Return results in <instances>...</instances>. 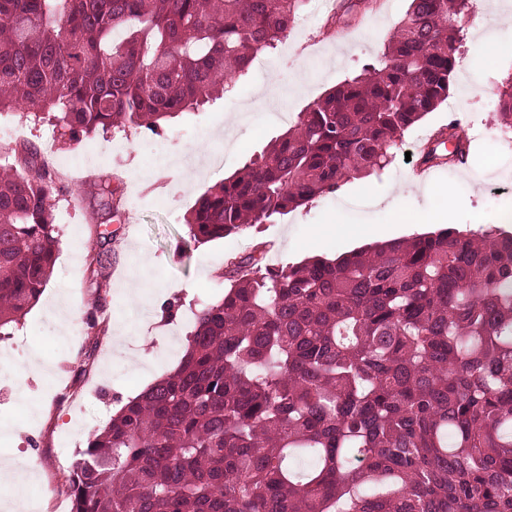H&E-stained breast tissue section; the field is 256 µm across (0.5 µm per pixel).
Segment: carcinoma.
<instances>
[{
  "label": "carcinoma",
  "instance_id": "cac0c4a2",
  "mask_svg": "<svg viewBox=\"0 0 512 512\" xmlns=\"http://www.w3.org/2000/svg\"><path fill=\"white\" fill-rule=\"evenodd\" d=\"M455 0H410L379 60L344 78L186 219L235 236L384 169L448 101ZM307 0H0V112L71 139L144 127L231 92ZM371 0H337L346 27ZM116 31L124 38H113ZM512 130V85L498 101ZM452 121L423 157L470 143ZM0 337L45 290L57 186L39 148L0 153ZM98 237L90 275L112 257ZM177 367L72 458L71 512H512V232L449 227L335 259L226 260Z\"/></svg>",
  "mask_w": 512,
  "mask_h": 512
}]
</instances>
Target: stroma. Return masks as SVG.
Here are the masks:
<instances>
[{
	"instance_id": "35a3bbf8",
	"label": "stroma",
	"mask_w": 512,
	"mask_h": 512,
	"mask_svg": "<svg viewBox=\"0 0 512 512\" xmlns=\"http://www.w3.org/2000/svg\"><path fill=\"white\" fill-rule=\"evenodd\" d=\"M408 6V0H382L380 9L351 26L352 37L346 41L299 21L276 54L252 64L247 75L235 81L229 96L183 114L157 135L135 126L97 134V141L108 147L103 157L75 173L57 170L70 192L54 201L55 216H67L68 221L55 225L59 249L53 274L12 336L0 339V427L13 431L12 437L0 438V462L33 469L35 480L29 483L16 477L11 484H0V512H9L18 491L25 500H37V512H54L39 491L60 474L59 441H67L73 452L86 448L117 405L178 365L194 324L189 306L223 293L221 272L227 254L247 253L256 242L269 241L274 248L265 261L277 266L364 249L366 240L356 235L364 225L401 238L433 233L437 227L428 217L442 207L436 193L440 187L463 201L449 226L469 230L487 223L492 202L484 180L501 159L512 157V141L496 139L499 93L512 74V25L484 31V0H469L448 102L405 132L385 169L349 180L334 194L260 229L192 249L186 246V218L197 198L285 128V120L273 114L271 101H278L288 113L301 112L363 64L375 62ZM9 117L26 140L40 145L50 134L57 157L78 155L80 142L63 135L53 115L36 118L14 110ZM452 119L470 140L469 166L438 168L430 177L414 178L406 152L417 151L426 134ZM223 128L233 134L234 143L223 149L221 163L209 170L153 166L156 147L182 154L204 142L214 149L220 146L213 133ZM111 174L121 176L125 198L124 208L113 218L106 217L100 206L101 181ZM103 228L113 235L114 259L103 269L101 286L95 289L85 269ZM141 280L179 303L175 316L165 317L154 308L147 322L137 321L129 291ZM57 300L66 302L75 314L81 327L77 335L60 336L62 320L50 310ZM124 326L129 329L128 340L115 342ZM82 359L89 362L75 382L84 394L82 408L54 407L53 387L43 381L41 362Z\"/></svg>"
}]
</instances>
